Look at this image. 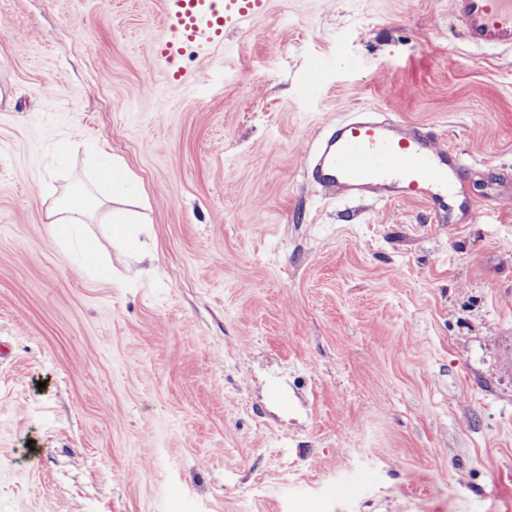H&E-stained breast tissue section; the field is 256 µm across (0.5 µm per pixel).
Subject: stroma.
I'll return each instance as SVG.
<instances>
[{"instance_id": "35a3bbf8", "label": "stroma", "mask_w": 512, "mask_h": 512, "mask_svg": "<svg viewBox=\"0 0 512 512\" xmlns=\"http://www.w3.org/2000/svg\"><path fill=\"white\" fill-rule=\"evenodd\" d=\"M455 30L269 0L176 81L161 0H0V512H512V208L305 169L371 108L512 177V52ZM83 192L133 223L58 235ZM88 212L86 200L83 203L74 202L71 197L63 199L51 213V224L59 225L64 231L75 224H84Z\"/></svg>"}]
</instances>
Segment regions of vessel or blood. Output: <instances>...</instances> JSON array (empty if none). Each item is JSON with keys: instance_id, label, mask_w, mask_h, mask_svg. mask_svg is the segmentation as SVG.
Returning a JSON list of instances; mask_svg holds the SVG:
<instances>
[{"instance_id": "vessel-or-blood-1", "label": "vessel or blood", "mask_w": 512, "mask_h": 512, "mask_svg": "<svg viewBox=\"0 0 512 512\" xmlns=\"http://www.w3.org/2000/svg\"><path fill=\"white\" fill-rule=\"evenodd\" d=\"M267 0H163L166 37L157 57L180 78L185 45L209 51L230 28L260 14ZM459 23V41L470 48L512 51V0H449ZM471 166L443 137L419 125L372 112H357L331 123L309 161V179L325 198L351 204L419 201L446 219L453 209L473 218L464 176Z\"/></svg>"}]
</instances>
